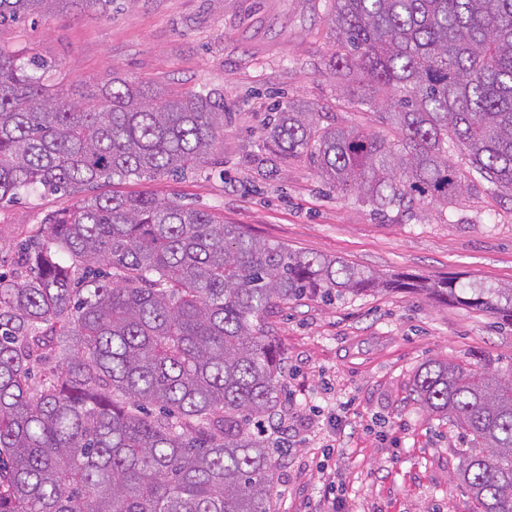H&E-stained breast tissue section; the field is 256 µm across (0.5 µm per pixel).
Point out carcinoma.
I'll use <instances>...</instances> for the list:
<instances>
[{
	"label": "carcinoma",
	"mask_w": 512,
	"mask_h": 512,
	"mask_svg": "<svg viewBox=\"0 0 512 512\" xmlns=\"http://www.w3.org/2000/svg\"><path fill=\"white\" fill-rule=\"evenodd\" d=\"M112 0H0V27ZM329 67L370 125L278 107L266 141L306 158L344 196L385 214L448 207L465 189L451 152L512 196V0H328ZM45 60L0 48V204L41 189L76 197L0 272V512H270L283 357L273 309L306 295L414 290L309 255L113 178L205 172L224 144V99L120 77L84 101ZM430 294L512 324V287ZM461 430L456 477L472 512H512V368L435 359L412 383Z\"/></svg>",
	"instance_id": "cac0c4a2"
}]
</instances>
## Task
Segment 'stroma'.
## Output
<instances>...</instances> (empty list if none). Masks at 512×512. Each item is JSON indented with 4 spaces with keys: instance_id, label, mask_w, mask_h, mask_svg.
I'll list each match as a JSON object with an SVG mask.
<instances>
[{
    "instance_id": "1",
    "label": "stroma",
    "mask_w": 512,
    "mask_h": 512,
    "mask_svg": "<svg viewBox=\"0 0 512 512\" xmlns=\"http://www.w3.org/2000/svg\"><path fill=\"white\" fill-rule=\"evenodd\" d=\"M326 0H113L109 15L47 13L0 28L82 100L113 77L222 96V173L112 180L105 193L180 198L252 235L338 257L383 278L512 286V198L470 181L451 207L374 215L340 196L303 158H276L261 132L279 104L304 102L339 125L370 122L328 68ZM72 196L36 191L0 204V267ZM288 396L275 454L273 512H470L455 476L458 432L423 412L416 371L434 359L512 366V326L418 292L305 298L269 318Z\"/></svg>"
}]
</instances>
